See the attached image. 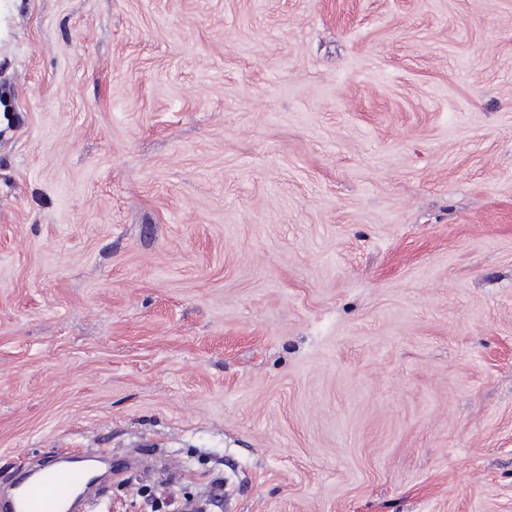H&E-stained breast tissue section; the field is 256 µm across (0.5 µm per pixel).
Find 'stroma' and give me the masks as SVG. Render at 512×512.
Here are the masks:
<instances>
[{
  "label": "stroma",
  "instance_id": "obj_1",
  "mask_svg": "<svg viewBox=\"0 0 512 512\" xmlns=\"http://www.w3.org/2000/svg\"><path fill=\"white\" fill-rule=\"evenodd\" d=\"M0 490L512 512V0H0ZM85 479L84 471L76 465L37 472L35 480L16 488L11 502L12 512H61L72 489Z\"/></svg>",
  "mask_w": 512,
  "mask_h": 512
}]
</instances>
